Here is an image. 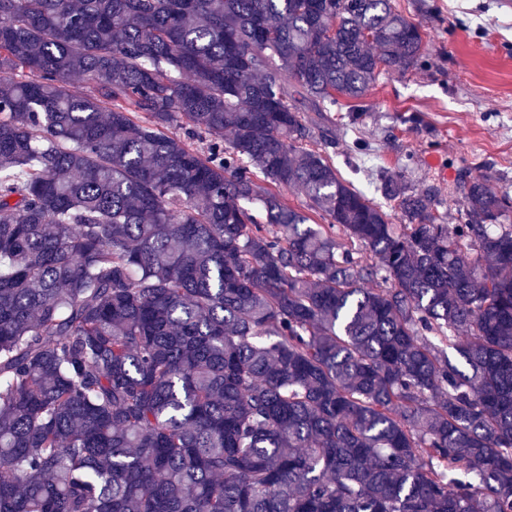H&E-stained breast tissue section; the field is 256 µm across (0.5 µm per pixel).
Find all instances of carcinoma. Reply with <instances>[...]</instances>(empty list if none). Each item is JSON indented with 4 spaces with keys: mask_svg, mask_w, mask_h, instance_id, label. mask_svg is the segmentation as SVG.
Here are the masks:
<instances>
[{
    "mask_svg": "<svg viewBox=\"0 0 512 512\" xmlns=\"http://www.w3.org/2000/svg\"><path fill=\"white\" fill-rule=\"evenodd\" d=\"M343 2L0 0V512H512V199L308 147L423 59Z\"/></svg>",
    "mask_w": 512,
    "mask_h": 512,
    "instance_id": "1",
    "label": "carcinoma"
}]
</instances>
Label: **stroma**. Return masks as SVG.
I'll return each instance as SVG.
<instances>
[{"instance_id": "stroma-1", "label": "stroma", "mask_w": 512, "mask_h": 512, "mask_svg": "<svg viewBox=\"0 0 512 512\" xmlns=\"http://www.w3.org/2000/svg\"><path fill=\"white\" fill-rule=\"evenodd\" d=\"M418 25L424 62L381 73L361 100L325 113L326 149L340 176L388 214L377 191L387 169L413 191L435 195L439 223L454 224L459 186L485 178L512 196V0H392Z\"/></svg>"}]
</instances>
